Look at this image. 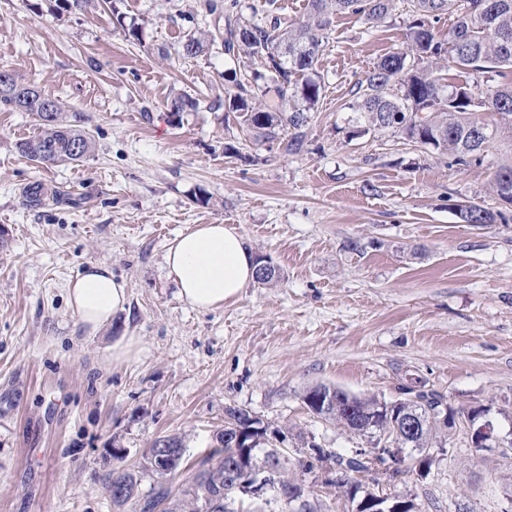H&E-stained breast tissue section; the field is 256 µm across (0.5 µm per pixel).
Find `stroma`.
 <instances>
[{
    "mask_svg": "<svg viewBox=\"0 0 512 512\" xmlns=\"http://www.w3.org/2000/svg\"><path fill=\"white\" fill-rule=\"evenodd\" d=\"M201 3L87 0L65 10L58 0H0V68L60 98L94 139L82 161L39 165L17 149L37 134L34 118L0 108V512H135L114 507L112 469L140 474L139 494L149 495L154 439L178 437L186 465L196 464L229 407L288 426L292 461L304 437L340 455L369 448L307 410L302 396L318 385L392 400L418 381L455 409L490 407L501 435L512 432V207L493 224L464 223L456 210L500 208L490 184L512 144L452 167L357 113L360 81L405 44V0L379 24L333 17L300 153L254 142L209 104L259 60L218 44L182 55L209 26ZM239 10L288 26L308 0H239ZM177 98L188 105L176 115ZM35 182L69 202L27 207ZM195 224L237 227L278 280L212 312L190 308L163 257ZM90 261L110 265L130 296L94 336L66 300ZM126 336L139 353L113 361ZM432 454L429 473L364 474L362 487L411 496L419 512L512 505V461L498 449L471 447L459 431ZM288 477L321 512H356L313 474L292 464Z\"/></svg>",
    "mask_w": 512,
    "mask_h": 512,
    "instance_id": "obj_1",
    "label": "stroma"
}]
</instances>
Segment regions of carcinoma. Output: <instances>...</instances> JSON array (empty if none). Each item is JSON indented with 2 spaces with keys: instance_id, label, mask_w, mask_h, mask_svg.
Wrapping results in <instances>:
<instances>
[{
  "instance_id": "obj_1",
  "label": "carcinoma",
  "mask_w": 512,
  "mask_h": 512,
  "mask_svg": "<svg viewBox=\"0 0 512 512\" xmlns=\"http://www.w3.org/2000/svg\"><path fill=\"white\" fill-rule=\"evenodd\" d=\"M395 0H308L307 16L296 27L281 28L277 21L265 24L242 19L238 0H206V12L215 16L212 28L203 37L191 36L183 46L185 56L194 58L205 53L208 46L222 41L224 54L233 56H263L262 73L241 74L233 79V91L224 97V111L235 114L236 121L249 130L257 141L277 143L286 154L302 150L308 113L315 111L323 88L316 65L320 53L329 42L332 18L349 13L369 23L385 21L394 8ZM412 17L408 25L406 46L385 55L360 82L362 101L358 111L368 126L391 129L402 139L448 156L455 165L481 163L484 153L501 139L512 140V0H407ZM452 14L455 23L448 40L435 39L432 24L442 16ZM498 77L487 86L485 94L473 98L470 79ZM269 80L276 86L280 98L291 96L295 102L287 107H273L263 102L265 89L259 84ZM13 86L0 87V106L34 116L39 133L19 143V150L29 160L42 165L78 162L94 149L89 133L68 120L62 103L52 119L42 112L38 89L12 77ZM512 189V164L501 165L492 179V192L501 197L504 188ZM62 200V193L43 191L39 184L28 187L25 202L30 208L43 204L46 198ZM467 224H491L495 214L479 203L459 209ZM319 388L303 396L308 410L353 434L369 433L395 437L400 447L410 448L418 456L427 448H443L448 441V429L440 426L439 417L457 410L441 402L423 405L413 403L424 413L425 424L412 436H394L393 416L407 408L398 401L375 397L351 398L334 396L335 402L316 403ZM271 427L249 411L229 408L224 413V426L216 433V445L197 463L193 477L187 480L183 498L169 500L166 481L181 466L177 460L172 469L161 473L153 468L151 457L162 442L180 444L175 437H160L153 441L146 454L145 471L156 478L153 495L140 512H234L230 505L236 496H254L255 489L244 482L247 473L274 466L279 482L285 489H294L295 498L303 496L300 485L285 475L288 459L278 448L267 442ZM283 435L288 430L275 429ZM243 434V443L258 437L253 452L232 448L224 436ZM301 457L297 464L311 473L317 464H327L336 479L326 482L345 489L355 498L360 486L349 481L353 473L378 472L388 459L372 457L363 452L348 456L324 451L312 440L302 439ZM241 463L239 482L228 481L224 472ZM112 502L122 507L138 498L137 475L124 469H114L108 476Z\"/></svg>"
}]
</instances>
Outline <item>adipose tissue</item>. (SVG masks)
<instances>
[{"label": "adipose tissue", "instance_id": "adipose-tissue-1", "mask_svg": "<svg viewBox=\"0 0 512 512\" xmlns=\"http://www.w3.org/2000/svg\"><path fill=\"white\" fill-rule=\"evenodd\" d=\"M164 263L178 298L200 311L223 307L256 279V259L229 224H197L180 232L170 242ZM67 296L79 324L92 335L129 305L126 282L103 262H88L69 281Z\"/></svg>", "mask_w": 512, "mask_h": 512}]
</instances>
